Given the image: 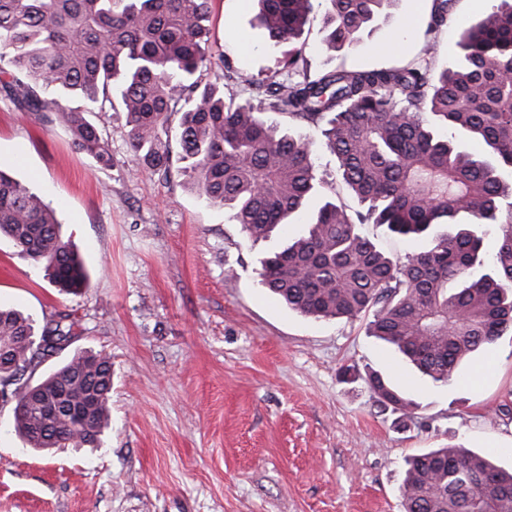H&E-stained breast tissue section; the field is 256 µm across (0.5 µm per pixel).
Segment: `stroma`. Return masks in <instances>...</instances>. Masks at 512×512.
Returning a JSON list of instances; mask_svg holds the SVG:
<instances>
[{"label": "stroma", "mask_w": 512, "mask_h": 512, "mask_svg": "<svg viewBox=\"0 0 512 512\" xmlns=\"http://www.w3.org/2000/svg\"><path fill=\"white\" fill-rule=\"evenodd\" d=\"M489 0H452L429 29L433 0H396L354 48L322 49L323 0L301 40L312 69L402 66L442 71ZM251 0H211L209 74L232 69L225 98L256 100L288 45L272 46ZM91 120L109 165L75 149L59 125L0 93V168L50 203L89 282L59 292L43 265L0 239V304L43 328L74 313L77 336L27 372L38 381L83 350L112 359V417L97 448H28L0 407V512H404L408 456L448 445L512 468V330L437 385L370 336L368 320H315L257 284L258 259L302 233L321 204L253 242L232 213L180 173L138 165L126 115ZM356 378L343 382L341 368ZM380 373L419 405L381 410L365 377Z\"/></svg>", "instance_id": "1"}]
</instances>
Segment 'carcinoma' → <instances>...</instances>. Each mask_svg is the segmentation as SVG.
<instances>
[{"label":"carcinoma","mask_w":512,"mask_h":512,"mask_svg":"<svg viewBox=\"0 0 512 512\" xmlns=\"http://www.w3.org/2000/svg\"><path fill=\"white\" fill-rule=\"evenodd\" d=\"M325 44L360 42L393 0H327ZM449 0H434L429 29L446 22ZM277 46L293 45L288 78L264 85L263 99H224L206 77L210 0H0V91L31 112H49L75 146L111 162L108 142L88 116L127 113L136 161L177 170L206 201L234 212L252 240L269 238L320 191L315 154L336 156L347 189L366 208L350 213L324 200L308 230L260 259L258 284L315 319L372 314L370 333L395 346L423 375L450 383L460 366L512 327V215L499 198L512 182V0H497L465 29L454 65L427 60L386 69L312 71L298 43L313 0H253ZM288 115L321 139L296 137L264 113ZM178 118L177 152L171 150ZM476 141L482 152L461 150ZM395 234L427 240L401 261L360 234L369 219ZM500 226L492 258L480 228ZM0 236L44 264L61 291L86 286L83 260L63 241L55 211L0 168ZM72 314L53 334L73 336ZM32 320L0 306V384L22 407L14 428L35 450L97 447L110 420L112 362L76 354L43 377V408L23 406L21 376L37 357ZM376 402L415 418L417 405L382 376ZM97 394L74 420L67 406ZM405 512H512V472L464 448H436L406 461L399 486Z\"/></svg>","instance_id":"1"}]
</instances>
